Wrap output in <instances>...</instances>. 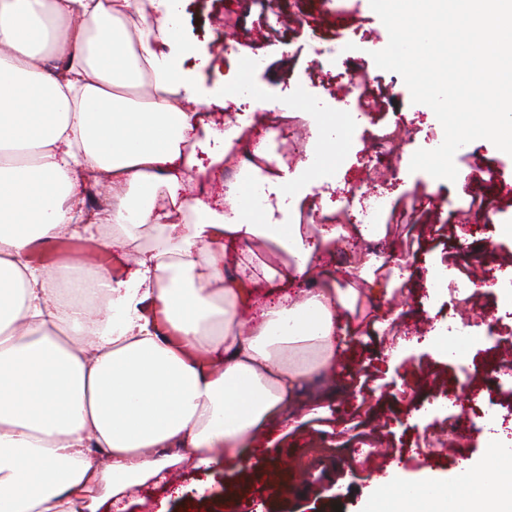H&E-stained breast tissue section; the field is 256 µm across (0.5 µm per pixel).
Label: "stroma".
Listing matches in <instances>:
<instances>
[{"instance_id":"1","label":"stroma","mask_w":512,"mask_h":512,"mask_svg":"<svg viewBox=\"0 0 512 512\" xmlns=\"http://www.w3.org/2000/svg\"><path fill=\"white\" fill-rule=\"evenodd\" d=\"M182 28L185 40L201 53L223 54L225 42H232L235 54L228 62L244 68L241 87L225 94L223 104L211 105L206 121L221 127L252 120L251 137L256 140L262 134L260 123L252 119L256 97L297 112L317 113L341 157L331 188L313 193L324 215H334L339 190L359 182L366 170L367 154L361 144L368 117L358 102L336 88L343 59L361 63L384 86L387 103L378 119L400 125L407 134L395 162L402 174L383 182L389 205L382 221L392 234V248L410 267L426 268L440 252L448 258L449 273L448 281L430 286L413 275L395 291L387 304L401 312L396 330L401 335H428L439 311L458 306L469 314L477 339L467 343L457 359L432 346L410 348L390 378L378 375L390 343L387 335L349 340L332 375L348 390L327 402L325 429L300 424L264 453L218 470L211 492L203 497L195 491L199 473L173 471L166 488L172 496L169 512H241L245 505L253 512H365L371 474L358 455L366 415L383 435L381 448L388 459L399 463L403 483L432 480L458 486L461 472L454 455H461L464 464L484 467L485 449L493 439L492 433L475 432L465 411L471 396L463 381L471 379L487 393L502 378L497 350L482 343L481 337L491 331L500 348L512 347V321L504 314L505 308H512V299L502 289L480 288L474 299L460 301L448 286L465 282L467 273L477 267L495 269L512 261V236L503 231L504 225H512V156L477 139L462 149L466 161L458 165L455 181L410 171L413 154L439 147L444 130L430 107L412 102L399 74L375 64L372 54L386 47L389 34L369 0H318L314 9L301 12L289 24L263 5L247 10L239 0H185ZM315 35L338 46L336 59L318 64L311 48ZM488 212L498 221L487 227L483 221ZM464 231L473 241L466 254L457 249ZM443 387L455 388L458 409L422 413V406ZM292 458L307 471L308 482H295L287 465ZM271 481L283 483L282 495L260 497V487Z\"/></svg>"}]
</instances>
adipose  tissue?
Returning <instances> with one entry per match:
<instances>
[{"mask_svg": "<svg viewBox=\"0 0 512 512\" xmlns=\"http://www.w3.org/2000/svg\"><path fill=\"white\" fill-rule=\"evenodd\" d=\"M181 4L157 0V22L143 0H0V512H127L173 469L246 458L258 435L322 415L306 384L390 325L402 258L354 257L357 286L320 264L385 225L292 218L335 170L332 147L291 169L260 145L223 202L188 193L242 130L200 125L213 59L182 40ZM101 182L108 205L87 208L81 185ZM65 237L107 256L75 288L82 261L31 260ZM398 472L372 478L370 512H448L454 490ZM467 483L463 512H512L498 479Z\"/></svg>", "mask_w": 512, "mask_h": 512, "instance_id": "adipose-tissue-1", "label": "adipose tissue"}]
</instances>
